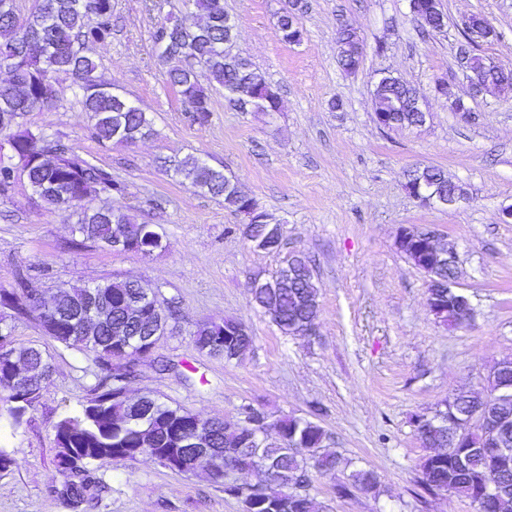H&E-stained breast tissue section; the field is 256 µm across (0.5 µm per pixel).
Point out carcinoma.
<instances>
[{
    "label": "carcinoma",
    "instance_id": "carcinoma-1",
    "mask_svg": "<svg viewBox=\"0 0 512 512\" xmlns=\"http://www.w3.org/2000/svg\"><path fill=\"white\" fill-rule=\"evenodd\" d=\"M204 16L207 28L191 29L168 22L157 27L154 43L170 47L164 63L167 82L188 105L192 121L200 126L210 118V95L200 76L215 83L238 99H254L263 112H277L280 97L253 65L224 56V39L235 36L224 28V0H190ZM282 39L299 42L304 29L278 21ZM112 34V0H35L34 9L20 17L13 6L0 9V68L9 73V80L0 84V114L30 112L50 104V96L58 76L71 80L82 107L90 114L92 136L102 144L129 145L153 135V124L145 112L125 102V97L112 90L106 82L89 86L83 83L96 73L98 65L83 52L87 42L103 41ZM338 62L345 71L360 66L361 56L354 50L350 36L337 32ZM409 84L399 80L385 87L378 95L379 107L392 111L396 101L404 99ZM0 136L11 143L7 156L0 157V195H7L15 183L18 170L32 192L38 195L41 207L48 212L73 210L76 222L72 232L103 250H112V234L130 219L109 204L89 207L84 197L123 196L127 185L112 178V173L81 157L73 148L44 132H33L15 122L0 129ZM165 170L183 175L191 186L205 190L240 213L248 212L250 200L241 196L238 187L227 181L224 171L198 158L163 161ZM151 225L138 224L129 230V237L138 249L153 245ZM297 282L281 283L253 294V299L284 335H291L301 321L317 316L318 289L309 287L312 272L304 256L295 259ZM20 291L1 292L0 305L15 317L41 321L38 302L24 297L25 274L17 272ZM140 281L113 279L97 283L96 297L112 309V324L124 321L127 307L138 299ZM427 304L438 308L436 320L450 328L462 326L456 306V292L427 289ZM82 289L76 288L57 302L56 333L53 340L66 349H75L91 360L98 371L89 397L79 411L59 420L55 426L57 485L55 492L66 499L75 512L98 498L105 484L90 466L110 459L114 454H127L133 461L141 458L157 461L164 458L162 450L178 448L183 455L185 474L196 467L197 455L184 443L193 415L179 405L153 395L132 409L122 395V387L112 383V354L116 346L111 324L101 325L91 336L72 335V320L86 308ZM194 349L225 361L239 360L250 349L253 336L249 328L232 319L215 329L203 324L193 334ZM16 359L32 370L31 385L21 387L14 397L0 396V421L14 428L26 409L51 383V356L42 349L14 345ZM508 361L495 364L488 375L489 389L482 394L456 393L431 413L415 416L414 426L422 447L431 449L420 463L423 488L429 492H450L465 498L476 512H512V451L506 455L494 452V445L478 427L469 429L464 447L459 435L448 429V417L480 406L495 414L512 417V368ZM237 421L219 420L215 439L210 447L224 454V472L212 477L224 485V493L238 499L244 512H314L310 491L318 475L336 477V494L347 496L352 491L370 492L377 487L374 471L353 469L351 463L337 452L326 450L327 433L316 421L288 416L271 425L278 427L279 441L261 440L256 431L267 421L265 413L251 407L242 408ZM151 427L157 448L139 454L140 431ZM274 474L275 485L238 484L229 480L232 473L258 468Z\"/></svg>",
    "mask_w": 512,
    "mask_h": 512
}]
</instances>
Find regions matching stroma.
<instances>
[{
	"label": "stroma",
	"mask_w": 512,
	"mask_h": 512,
	"mask_svg": "<svg viewBox=\"0 0 512 512\" xmlns=\"http://www.w3.org/2000/svg\"><path fill=\"white\" fill-rule=\"evenodd\" d=\"M112 3L111 36L88 51L101 78L151 118L153 135L130 146L98 143L64 76L56 102L21 123L60 137L125 182L127 194L112 197V206L153 224L166 248L145 257L72 246L71 212L44 211L19 179L0 196V289L15 288L20 268L38 290L113 278L157 287L178 316L153 360L139 366L132 392L209 419H239L245 405L272 419L317 416L332 448L379 480L376 491L340 498L333 476L317 477V512H475L467 499L420 489L427 450L412 419L455 392L486 391L491 366L512 360V223L500 220L512 204V91L469 97L457 56L465 21L479 14L499 36L478 42L476 54L512 69V0H441L447 27L425 38L408 0H306L298 44L283 41L277 27L287 0H224L236 26L233 53L253 63L282 104L277 112H242L217 87L203 127L167 84L153 41L165 20L194 23L184 0ZM343 21L364 41L353 73L337 59ZM385 71L417 88L430 114L424 127L385 132L375 124L372 92ZM442 82L466 97L475 120L451 112L437 91ZM188 155L234 176L282 224L278 250L256 247L244 215L157 164ZM419 165L460 182L465 200L442 209L410 197L404 184ZM403 225L434 231L455 249L458 284L477 310L469 325L451 330L430 313L427 281L395 243ZM296 252L309 257L319 291L310 337L282 334L252 300L255 281L271 279ZM227 318L250 328L251 350L231 362L198 353L197 326ZM12 334L48 351L54 372L20 427L0 430V445L17 458L0 470V512H73L52 491L55 425L85 401L94 366L35 320L15 321ZM165 361L171 369H162ZM94 469L110 490L88 512H243L203 474L185 477L149 459H106Z\"/></svg>",
	"instance_id": "35a3bbf8"
}]
</instances>
